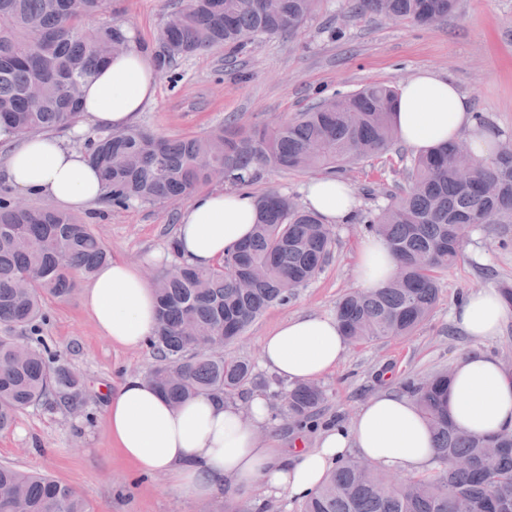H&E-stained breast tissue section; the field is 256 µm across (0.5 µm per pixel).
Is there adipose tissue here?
I'll return each instance as SVG.
<instances>
[{
  "mask_svg": "<svg viewBox=\"0 0 512 512\" xmlns=\"http://www.w3.org/2000/svg\"><path fill=\"white\" fill-rule=\"evenodd\" d=\"M158 72L152 56L131 39L128 49L99 68L86 83L80 110L104 131L136 127L154 102ZM395 125L400 140L427 151L454 140L466 141L484 158L500 145L495 130L476 124L471 103L448 79L423 70L399 89ZM85 129L74 125L68 137L45 134L6 136L0 182L32 197L51 199L65 209L83 210L98 202L103 183L84 149L72 146ZM307 208L327 224H345L355 210L351 188L333 177H319L304 189ZM256 203L244 191L216 190L193 197L177 228L174 249L183 261L209 267L246 240L254 230ZM397 258L377 236L359 249L355 278L359 288L384 286L395 274ZM85 309L102 336L113 344L137 348L156 326L154 290L140 269L116 257L101 265L83 293ZM512 311L488 289L470 290L454 320L477 342L499 336ZM347 341L335 318H289L261 340V363L283 380L314 381L336 368ZM448 416L461 430L488 435L512 432V373L484 351L460 357L453 366ZM104 419L116 448L140 472L168 478L187 496L206 501L222 491L247 493L264 486L302 498L324 482L328 471L348 453L380 469L416 476L435 465L429 426L414 400L386 391L372 396L345 425L325 428L313 448L295 452L274 447L262 434L270 424L266 399L244 400L201 395L173 406L146 379L126 377L112 392Z\"/></svg>",
  "mask_w": 512,
  "mask_h": 512,
  "instance_id": "1",
  "label": "adipose tissue"
}]
</instances>
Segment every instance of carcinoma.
<instances>
[{
  "instance_id": "obj_1",
  "label": "carcinoma",
  "mask_w": 512,
  "mask_h": 512,
  "mask_svg": "<svg viewBox=\"0 0 512 512\" xmlns=\"http://www.w3.org/2000/svg\"><path fill=\"white\" fill-rule=\"evenodd\" d=\"M457 0H352L358 15L434 26ZM320 0H182L166 16L154 50L159 72L213 48L244 51L252 37L293 35ZM106 0H0V135L56 131L82 119L84 83L96 68L127 48L125 25L108 21L89 30L84 19ZM397 89L368 84L310 105L272 126L245 128L227 120L204 135L164 137L143 128L85 134L83 148L103 176L101 201L113 208L164 205L191 197L224 171L230 190L251 185L261 171L346 166L379 155L398 140L393 114ZM462 145L420 152L406 160V184L390 202L361 218L388 244L399 272L381 288L346 293L336 319L350 343L413 335L439 301L440 276L464 256V245L485 224H512V147L479 161L461 178L455 155ZM251 238L208 269L186 263L157 271L152 286L157 324L149 345L159 363L147 376L179 406L199 396L233 398L253 378L246 359L216 356L274 303H286L309 284L331 256L333 225L276 190L256 198ZM109 254L101 240L68 212L51 205L20 207L0 188V324L25 329L19 341L0 336V430L34 406L84 405V384L67 358L38 336L48 315L45 298L76 290ZM450 372L418 380L405 392L426 418L436 467L393 485L376 468L344 458L299 512H512V433L468 434L448 418ZM325 393L314 382L284 392L288 417L314 421ZM495 444L501 452L485 453ZM0 512H87L68 485L0 465Z\"/></svg>"
}]
</instances>
